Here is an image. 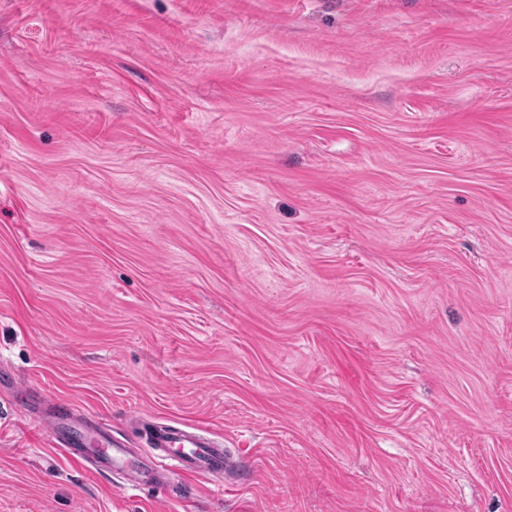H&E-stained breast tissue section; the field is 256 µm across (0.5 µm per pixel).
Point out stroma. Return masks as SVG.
<instances>
[{
	"mask_svg": "<svg viewBox=\"0 0 512 512\" xmlns=\"http://www.w3.org/2000/svg\"><path fill=\"white\" fill-rule=\"evenodd\" d=\"M0 368L229 457L0 512H512V0H0Z\"/></svg>",
	"mask_w": 512,
	"mask_h": 512,
	"instance_id": "obj_1",
	"label": "stroma"
}]
</instances>
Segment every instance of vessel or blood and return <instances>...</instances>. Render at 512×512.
Wrapping results in <instances>:
<instances>
[{"instance_id": "b4317fda", "label": "vessel or blood", "mask_w": 512, "mask_h": 512, "mask_svg": "<svg viewBox=\"0 0 512 512\" xmlns=\"http://www.w3.org/2000/svg\"><path fill=\"white\" fill-rule=\"evenodd\" d=\"M68 417L67 411L54 405L37 418L36 423L48 433L55 448L70 460L92 465L100 471H120L125 486L130 489L138 490L146 485L162 487L164 475L171 467L189 477H212L222 472L226 463L224 441L213 433L197 427L145 421L141 424L142 441L147 448L158 451L161 457L152 477L148 478L132 466L125 443L110 436L105 428L97 430L102 443L98 456L89 458L82 449L83 433L63 427L62 422Z\"/></svg>"}]
</instances>
